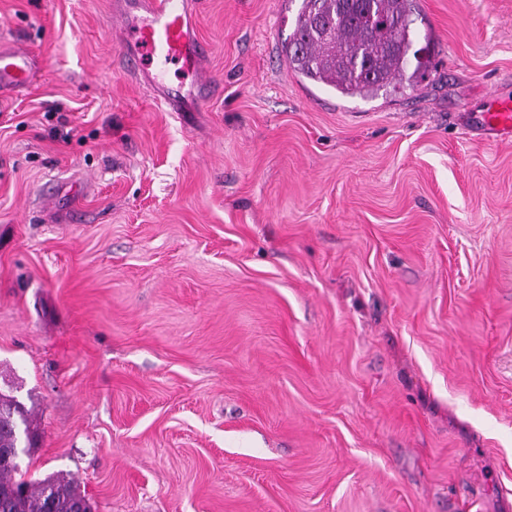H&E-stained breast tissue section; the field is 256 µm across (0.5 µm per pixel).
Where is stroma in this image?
Segmentation results:
<instances>
[{"label":"stroma","mask_w":512,"mask_h":512,"mask_svg":"<svg viewBox=\"0 0 512 512\" xmlns=\"http://www.w3.org/2000/svg\"><path fill=\"white\" fill-rule=\"evenodd\" d=\"M301 0H201L217 92L129 71L110 0H0V378L93 512H512V0H417L429 70L340 98ZM36 58L22 48L0 45V94L25 88L36 73ZM468 126L488 141L512 139V99L496 96L485 112L466 115Z\"/></svg>","instance_id":"obj_1"}]
</instances>
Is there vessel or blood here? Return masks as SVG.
I'll return each instance as SVG.
<instances>
[{"label": "vessel or blood", "instance_id": "1", "mask_svg": "<svg viewBox=\"0 0 512 512\" xmlns=\"http://www.w3.org/2000/svg\"><path fill=\"white\" fill-rule=\"evenodd\" d=\"M199 0H112V16L121 25V48L132 73L170 111L182 112L187 102L204 103L215 93L206 71L208 47L197 30ZM178 64L191 80L178 87L164 85L153 66ZM30 51L0 45V94L25 88L36 73ZM468 126L488 141L512 139V99L495 97L486 111L466 116Z\"/></svg>", "mask_w": 512, "mask_h": 512}]
</instances>
